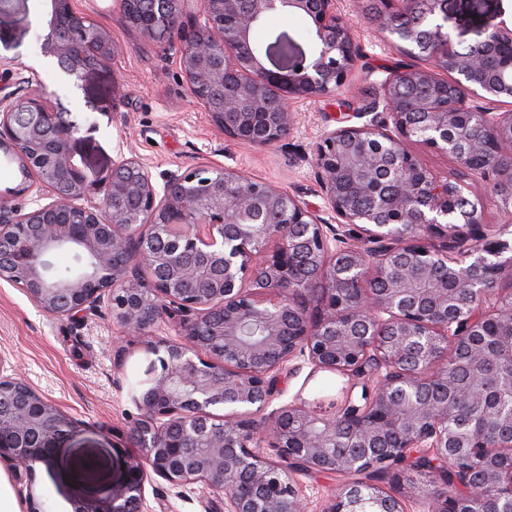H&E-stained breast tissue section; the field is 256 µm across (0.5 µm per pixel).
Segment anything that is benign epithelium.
Instances as JSON below:
<instances>
[{"mask_svg": "<svg viewBox=\"0 0 512 512\" xmlns=\"http://www.w3.org/2000/svg\"><path fill=\"white\" fill-rule=\"evenodd\" d=\"M76 0H52L40 46L77 80L112 64L111 33L91 24ZM191 98L224 136L274 146L294 129L291 105L343 89L361 57L336 0H168ZM144 35L154 20L140 0H118ZM206 17L187 24L192 7ZM304 13L321 48L310 62L279 37L283 64L266 68L253 33L267 14ZM403 54L425 62L393 71L361 125L323 134L316 178L336 224L279 187L236 168L170 172L157 186L135 157L112 163L103 197L89 198L73 161L74 125L61 118L32 67L26 92L9 90L0 59V146L24 157L31 207L0 199V281L47 313L75 319L103 301L127 336L145 337L161 371L139 382L143 418L132 430L141 454L112 495L80 512H151L152 473L173 487L203 482L225 493L224 512H305L299 475H364L342 484L323 512H406L411 469L428 475L429 512H512V411L498 408L492 371L512 359V245L493 238L483 210L458 215L459 184L433 175L410 152L419 143L450 156L491 189L512 219V90L492 80L463 84L480 62L454 55L451 35L416 49L410 29L389 31ZM492 49L512 44V25L486 33ZM234 79L239 92L224 97ZM367 112V113H369ZM366 112H354L361 119ZM137 203L142 225L129 221ZM357 225V242L340 228ZM69 248L77 274L59 277L47 257ZM176 320L178 338L151 339ZM257 323L260 337L246 328ZM302 360L311 373L346 378L331 411L283 395L279 375ZM0 457L19 465L53 460L76 423L28 384L0 375ZM477 405L483 421L463 418ZM399 483H377L376 468Z\"/></svg>", "mask_w": 512, "mask_h": 512, "instance_id": "obj_1", "label": "benign epithelium"}]
</instances>
